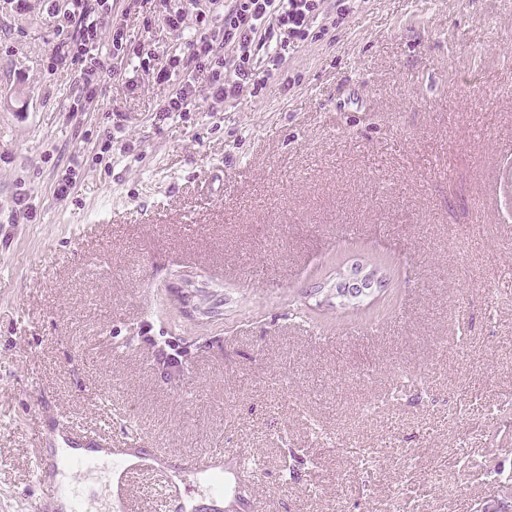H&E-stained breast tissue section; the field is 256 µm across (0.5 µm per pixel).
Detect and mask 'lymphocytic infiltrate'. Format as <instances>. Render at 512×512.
Here are the masks:
<instances>
[{"label":"lymphocytic infiltrate","mask_w":512,"mask_h":512,"mask_svg":"<svg viewBox=\"0 0 512 512\" xmlns=\"http://www.w3.org/2000/svg\"><path fill=\"white\" fill-rule=\"evenodd\" d=\"M320 0H161L158 20L180 28L187 10L195 12V33L186 50L157 58L145 43L131 41L114 11L113 0H50L49 12L64 14L74 31L56 28L51 41V67L78 70L81 93L72 109L87 111L98 96L107 60L138 59L152 69L157 84L166 88L157 110L163 116L196 111V84L206 78L213 100L236 98L244 89H263L279 75L291 51L312 34ZM233 47L236 57L225 66L221 53ZM263 48L256 64L255 48Z\"/></svg>","instance_id":"obj_1"}]
</instances>
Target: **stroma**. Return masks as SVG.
<instances>
[{
	"instance_id": "stroma-1",
	"label": "stroma",
	"mask_w": 512,
	"mask_h": 512,
	"mask_svg": "<svg viewBox=\"0 0 512 512\" xmlns=\"http://www.w3.org/2000/svg\"><path fill=\"white\" fill-rule=\"evenodd\" d=\"M128 34L186 48L194 16ZM46 0H0V512H56L60 429L243 448L260 512H495L512 482V0H320L259 94L94 111ZM67 199L54 188L66 170ZM26 194L32 219L13 216ZM389 286L337 310L336 270Z\"/></svg>"
}]
</instances>
